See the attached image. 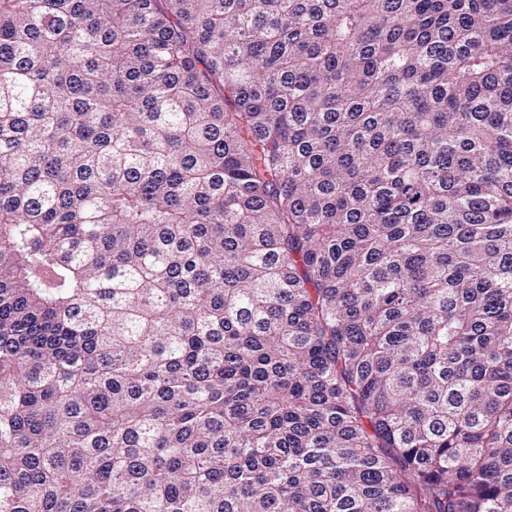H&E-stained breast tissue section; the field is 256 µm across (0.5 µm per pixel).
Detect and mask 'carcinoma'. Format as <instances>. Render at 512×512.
I'll return each mask as SVG.
<instances>
[{"instance_id": "carcinoma-1", "label": "carcinoma", "mask_w": 512, "mask_h": 512, "mask_svg": "<svg viewBox=\"0 0 512 512\" xmlns=\"http://www.w3.org/2000/svg\"><path fill=\"white\" fill-rule=\"evenodd\" d=\"M0 512H512V0H0Z\"/></svg>"}]
</instances>
